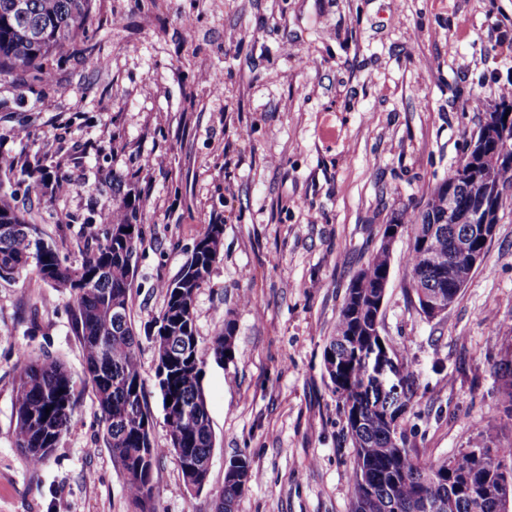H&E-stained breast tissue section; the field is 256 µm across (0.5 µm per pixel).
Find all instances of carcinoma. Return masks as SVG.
I'll use <instances>...</instances> for the list:
<instances>
[{
	"label": "carcinoma",
	"instance_id": "carcinoma-1",
	"mask_svg": "<svg viewBox=\"0 0 512 512\" xmlns=\"http://www.w3.org/2000/svg\"><path fill=\"white\" fill-rule=\"evenodd\" d=\"M91 0H0V72L15 73L39 83L48 77V63L58 52L83 39ZM505 99L491 112L471 138V161L453 171L435 187L425 205L393 213L390 223L403 224L413 244L405 261L406 284L414 292L444 299L458 296L454 261L484 248L473 219L477 213L496 219L512 189V160L502 158L499 146L506 129ZM21 182L31 193L52 177L50 167L36 159L21 170ZM54 178V177H52ZM59 181V178H54ZM136 205L124 199L101 217L103 239L87 248L79 261L61 255L45 240L36 225L27 221L15 204V194L0 185V279H12L30 269L47 286L65 294L72 331L84 353V378H75L63 363L49 355L18 353L14 366L13 439L29 461L40 464L67 432L79 404V386L90 381L100 411V423L112 456L121 467L129 500L139 512H152L154 469L167 453L179 462L184 483H197L190 471L208 459L214 447L210 421L191 407L202 381L203 358L196 329L195 299L220 257L224 225L210 224L199 237L177 278L163 282L164 306L156 323L170 329L167 336L154 332L147 340L154 349L158 384L167 388L182 410L165 419L169 444L155 445L143 429L150 420L138 354L141 340L133 328L130 289L131 262L142 245L141 226L124 238L117 234L137 222ZM444 257L448 265L437 268L422 252ZM390 269L388 258L375 252L362 269L363 280L347 289L336 320L334 336L324 357L343 361L334 388L343 390L346 428L354 449L350 512H365L363 500L373 497L391 504L388 512H443L453 500L455 512H506L494 494L503 478L500 464L512 468V446L494 444L481 436L479 448H467L449 459L424 460L413 448L405 419L415 407L414 394L399 401L391 389L370 384L360 392L366 367L346 359L353 345L384 348L393 345L372 330L380 294L376 288ZM235 324L231 320L210 338L211 356L235 357ZM50 412H45V409ZM246 484L224 476L218 497L234 507Z\"/></svg>",
	"mask_w": 512,
	"mask_h": 512
}]
</instances>
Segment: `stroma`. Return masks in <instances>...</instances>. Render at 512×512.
Masks as SVG:
<instances>
[{"mask_svg":"<svg viewBox=\"0 0 512 512\" xmlns=\"http://www.w3.org/2000/svg\"><path fill=\"white\" fill-rule=\"evenodd\" d=\"M52 74L32 86L0 75V154L46 159L69 181L67 194L18 205L70 259L115 204L113 176L144 203L130 306L161 446L146 341L160 284L209 224H224L195 301L201 342L225 320L236 326L235 359L207 360L203 377L209 479L187 488L176 456L164 455L155 512H213L224 465L240 454L252 472L236 512H350L353 448L325 346L393 211L424 203L512 88V0H92L87 39L57 56ZM20 127L28 139L14 138ZM153 152L164 167H144ZM411 244L406 235L394 246L381 334L412 364L413 444L424 458L483 433L510 446L500 400L512 379V203L433 320L405 286ZM48 292L30 273L0 280V512H132L91 386L41 464L14 445L18 351L51 352L83 374L68 309L43 308Z\"/></svg>","mask_w":512,"mask_h":512,"instance_id":"stroma-1","label":"stroma"}]
</instances>
